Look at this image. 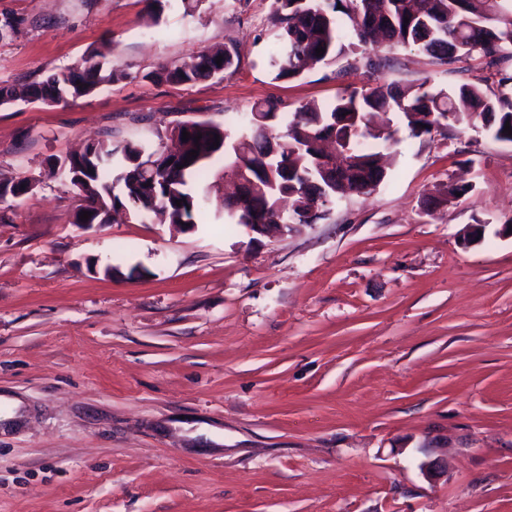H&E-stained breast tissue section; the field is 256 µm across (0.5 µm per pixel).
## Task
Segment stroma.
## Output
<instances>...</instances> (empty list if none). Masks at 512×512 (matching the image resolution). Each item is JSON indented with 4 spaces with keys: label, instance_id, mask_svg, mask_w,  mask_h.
Wrapping results in <instances>:
<instances>
[{
    "label": "stroma",
    "instance_id": "obj_1",
    "mask_svg": "<svg viewBox=\"0 0 512 512\" xmlns=\"http://www.w3.org/2000/svg\"><path fill=\"white\" fill-rule=\"evenodd\" d=\"M272 0H0V85L111 44L125 76L0 107V512H512V144L459 126L391 149L375 191L269 239L223 223L74 224L57 162L177 120L326 103L367 78L275 81ZM235 45L187 85L162 63ZM386 83L461 76L398 48ZM469 191L433 211L424 199ZM484 235L466 237L475 221ZM431 464L424 472L423 464ZM218 56H222L221 65H217ZM240 56L234 48L227 46L207 49L194 53L175 64H161L148 77L157 84H190L217 77H224L226 71L240 65ZM206 67V70H202ZM34 184V189L31 192L27 191L29 184ZM37 180L35 178H25L16 180L13 177H9L6 174L0 172V199L10 195L14 198H21L28 194H33L37 187ZM24 185V188H21Z\"/></svg>",
    "mask_w": 512,
    "mask_h": 512
}]
</instances>
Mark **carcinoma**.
<instances>
[{"instance_id":"obj_1","label":"carcinoma","mask_w":512,"mask_h":512,"mask_svg":"<svg viewBox=\"0 0 512 512\" xmlns=\"http://www.w3.org/2000/svg\"><path fill=\"white\" fill-rule=\"evenodd\" d=\"M270 19L275 38L269 63L275 81L297 79L321 65L336 66L337 78L353 70L381 74L394 65L380 52L382 46L409 47L430 63L445 66L474 54L489 67L512 61V0H273ZM320 46L325 52L318 56ZM239 65L238 52L226 46L161 64L148 77L157 84H190L221 78ZM123 77V71L109 66L106 53L93 49L74 67L26 88L62 99L83 97ZM250 112L247 128L234 138L221 125L186 120L157 134L155 145H115L99 139L82 155L68 156L58 168L81 201L75 223L105 224L111 212L127 210L156 224L194 225L207 199L199 186L206 182L209 167L223 159L239 169L243 180L255 183L244 208L224 223L241 226L269 215L290 224H315L336 198L337 183L345 181L355 193L368 194L384 181L381 148L397 139L391 126L373 123L380 113L394 114L411 139L480 123L494 139L511 143L512 135L504 128L512 124V74H501L494 88L481 78L448 89L425 82L347 86L329 103L312 101L281 111L273 103L258 101ZM422 112L432 116L423 128L416 119ZM184 131L190 138L179 141L180 159L170 165L163 140ZM332 134L347 151L346 166L338 170L334 184L322 174L318 149L319 141ZM195 149L199 154L187 157ZM31 183L37 180H17L0 172V199L28 195ZM458 192L466 188L445 184L424 207L446 205ZM83 211L91 212L86 221L80 219Z\"/></svg>"}]
</instances>
